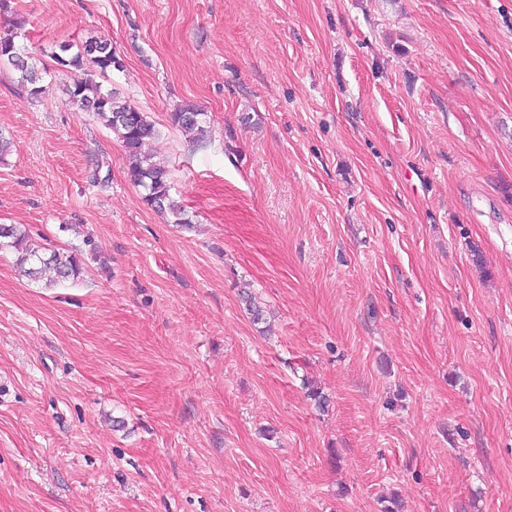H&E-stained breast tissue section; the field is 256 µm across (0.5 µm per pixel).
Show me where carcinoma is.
<instances>
[{"label": "carcinoma", "mask_w": 512, "mask_h": 512, "mask_svg": "<svg viewBox=\"0 0 512 512\" xmlns=\"http://www.w3.org/2000/svg\"><path fill=\"white\" fill-rule=\"evenodd\" d=\"M54 60L59 69L74 74L68 90L69 104L79 112L94 113L122 144L130 158L128 178L144 190V202L165 216L167 223L191 226L188 213L171 196L169 170L145 150L147 141L156 134L154 124L146 113L118 92L103 88L99 81L123 68L112 41L90 36L74 52L69 46L61 47ZM0 64L16 71L18 85L28 96L36 98L46 92L37 63L11 34L0 36ZM170 122L195 145L207 139V114L192 104L178 106L170 114ZM4 247L14 250L17 266L35 281L45 278L51 286L67 279L77 280L82 275V263L77 256L29 243L28 234L17 224H0V248Z\"/></svg>", "instance_id": "cac0c4a2"}]
</instances>
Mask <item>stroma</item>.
Listing matches in <instances>:
<instances>
[{
	"label": "stroma",
	"instance_id": "1",
	"mask_svg": "<svg viewBox=\"0 0 512 512\" xmlns=\"http://www.w3.org/2000/svg\"><path fill=\"white\" fill-rule=\"evenodd\" d=\"M9 2L0 224L84 273L0 249V512H512V0ZM99 34L192 229L67 104ZM15 37L13 34L0 36V64L11 66L18 75L21 90L31 98H37L46 92L41 84V71L27 49L15 41ZM206 112L192 104L178 106L170 114V122L186 135L188 141L198 145L206 141L209 133V121ZM4 247L14 250L16 264L24 275L35 281L46 279L47 287L67 279L78 280L83 273L76 255L29 243L25 229L17 224H0V248ZM48 272L53 275L46 277Z\"/></svg>",
	"mask_w": 512,
	"mask_h": 512
}]
</instances>
